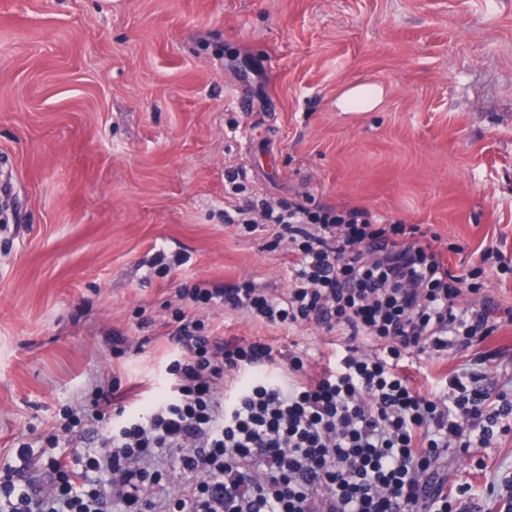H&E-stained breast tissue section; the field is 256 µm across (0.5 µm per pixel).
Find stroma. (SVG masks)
I'll list each match as a JSON object with an SVG mask.
<instances>
[{
	"label": "stroma",
	"mask_w": 512,
	"mask_h": 512,
	"mask_svg": "<svg viewBox=\"0 0 512 512\" xmlns=\"http://www.w3.org/2000/svg\"><path fill=\"white\" fill-rule=\"evenodd\" d=\"M353 84L380 104L339 111ZM240 168L246 195L455 242V273L497 245L507 268L473 297L494 331L405 370L425 390L472 371L512 394V0H0V457L96 381L120 378L130 416L168 395L184 285L287 293L286 245L224 221ZM161 251L184 265L159 273ZM200 317L218 340L271 345L242 385L288 379L294 354L322 370L343 343L314 322ZM447 473L466 512H512L485 493L512 479V438Z\"/></svg>",
	"instance_id": "obj_1"
}]
</instances>
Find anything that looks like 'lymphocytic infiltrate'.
<instances>
[{"label":"lymphocytic infiltrate","instance_id":"obj_1","mask_svg":"<svg viewBox=\"0 0 512 512\" xmlns=\"http://www.w3.org/2000/svg\"><path fill=\"white\" fill-rule=\"evenodd\" d=\"M256 212L288 247L287 294L247 282L180 289L173 336L182 350L166 366L172 394L137 419L100 412L118 399L116 381L99 384L94 401L66 406L62 430L93 425L98 447L19 441L0 460V512H452L439 463L511 436L512 400L473 374L425 391L401 363L489 335L488 310L461 297L479 293L493 249L481 250L469 275H455L437 236L361 208L256 199L224 220ZM215 306L270 326L315 320L346 345L335 370L308 371L307 358L295 355L291 380L236 390V373L272 361V348L261 337L205 335L196 311ZM363 340L369 349H360ZM170 456L193 478L191 493H165ZM41 461L46 485L22 482Z\"/></svg>","mask_w":512,"mask_h":512}]
</instances>
